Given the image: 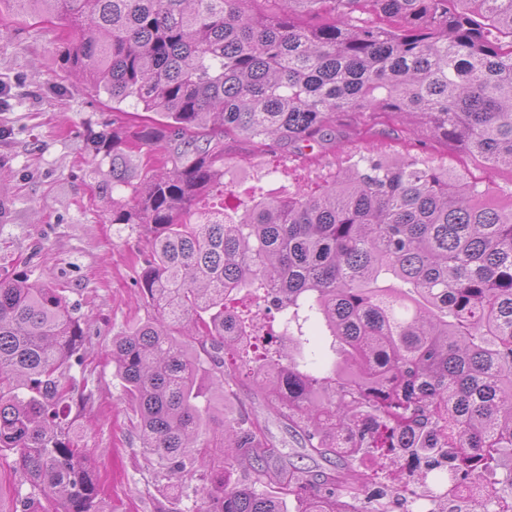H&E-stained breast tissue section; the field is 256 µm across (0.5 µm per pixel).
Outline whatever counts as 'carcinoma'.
I'll return each mask as SVG.
<instances>
[{"instance_id":"obj_1","label":"carcinoma","mask_w":512,"mask_h":512,"mask_svg":"<svg viewBox=\"0 0 512 512\" xmlns=\"http://www.w3.org/2000/svg\"><path fill=\"white\" fill-rule=\"evenodd\" d=\"M6 2L54 14L69 72L149 113L112 133V189L135 151L152 172L112 199V223L152 233L133 279L145 317L112 338V361L143 447L165 477L198 482L201 512H288L290 498L295 512H395L393 486L357 508L368 450L441 493L499 469L512 489V206L490 200L493 176L512 172V0ZM397 124L391 160L348 148ZM238 143L306 164L317 145L340 165L313 191L197 210L224 197ZM450 147L485 176L426 157ZM261 306L282 325L266 342L285 337L297 356H264L253 385L334 470L284 464L250 418L223 423L212 457L211 397L251 367L225 355ZM81 320L57 284L0 279V466L29 486L10 512H102L95 461L70 435L88 397L70 375ZM318 324L342 361L324 362ZM243 465L249 483L230 482ZM497 497L485 487L465 508Z\"/></svg>"}]
</instances>
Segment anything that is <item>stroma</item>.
<instances>
[{
  "label": "stroma",
  "mask_w": 512,
  "mask_h": 512,
  "mask_svg": "<svg viewBox=\"0 0 512 512\" xmlns=\"http://www.w3.org/2000/svg\"><path fill=\"white\" fill-rule=\"evenodd\" d=\"M68 33L40 16L0 13V278L24 275L65 287L86 320L83 365L73 376L93 401L74 430L90 449L103 486V512H202L193 484L176 498L162 492L165 479L130 426L132 412L110 355L114 336L132 331L144 312L132 278L150 232L142 224L112 221V201L129 197L145 170L132 157L128 184L112 187V144L99 135L134 123L130 102L112 104L90 82L66 73L61 48ZM339 159L326 152L319 164L251 154L237 148L224 166V204L235 207L244 190L278 193L302 181L317 187ZM265 420L269 440L295 466L313 469L296 438L268 410L252 383H244L209 411L208 432H222L224 418Z\"/></svg>",
  "instance_id": "stroma-1"
}]
</instances>
